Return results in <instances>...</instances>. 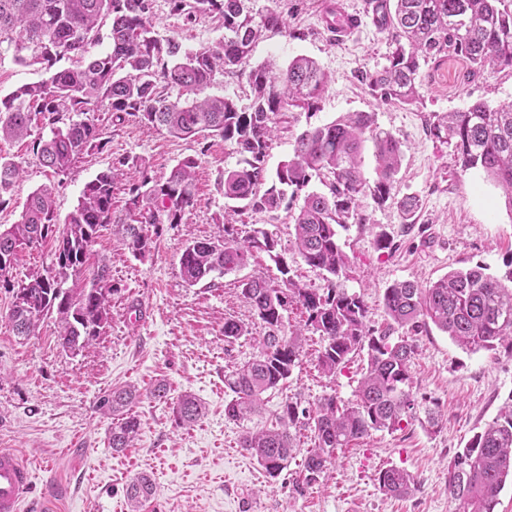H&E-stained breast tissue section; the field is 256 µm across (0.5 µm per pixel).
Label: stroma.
Segmentation results:
<instances>
[{"mask_svg": "<svg viewBox=\"0 0 512 512\" xmlns=\"http://www.w3.org/2000/svg\"><path fill=\"white\" fill-rule=\"evenodd\" d=\"M343 4L361 22L349 37L336 40L325 29L322 0H251L254 14L283 12L288 29L267 32L255 44L250 63L272 60L284 67L295 56L306 55L330 77L316 110L276 116L268 170L288 160L305 130L346 112L374 113L377 126L403 146L394 201L367 203L366 222L349 225L340 234L349 258L340 283L363 299L370 325L382 330L388 324L383 294L393 282L427 285L450 270L478 263L500 276L512 261V209L501 189L480 171H462L447 145L426 130L434 114L460 111L479 100L493 106L512 100V71L488 68L464 82L463 60H431L421 69V103L381 102L359 74L385 64L389 46L365 17V0ZM153 23L159 37H176L187 49L224 38L223 28L209 18L189 23L172 15L167 0H154ZM96 118L106 148L85 155L62 175L43 168L28 142L0 140V157L25 160L9 203L0 206V225L18 223L28 195L50 182L56 212L66 216L77 206L84 185L124 157L146 159L159 177L179 161L196 158L200 204L186 223L165 228L143 260L135 259L111 229L100 231L90 259H106L111 268L112 320L78 354L59 346V328L51 317L38 336H15L8 321L13 297L0 288V449L16 450L38 474L24 512H37L48 493L53 496L49 512H129L126 486L142 474L150 475L156 488L143 512H455L448 496V463L456 449L512 401V355L501 348L468 352L428 326L414 337L411 371L417 396L439 406L443 418L438 427L414 418L392 432H371L338 449L327 478L299 493L294 484L313 446V433L303 424L297 429L294 458L277 478H270L241 448L242 435L269 426L289 396L306 407L331 394L352 401L366 357L355 356L336 376L326 377L317 366L322 341L308 336L287 384L265 393L263 413L227 420L224 404L232 394L224 386V373L249 360L265 333L242 303L240 283L260 272L275 279L279 272L261 252L246 267L191 287L180 275L179 259L185 243L213 236L217 218L226 214L240 236L256 229L271 233L292 274L322 286V272L308 266L291 245L290 213L299 210L303 198L295 196L287 210L231 213L232 203L219 189L225 170L240 161L230 144L219 138L177 139L131 121L119 124L108 112ZM407 195L421 204L418 222L411 227L403 224L395 205ZM382 236L392 240V252L377 250L375 242ZM231 317L247 325L248 335L225 338L224 321ZM160 380L168 385L167 399L145 397L134 404L131 412L140 423L136 445L112 452V420L99 413L97 400L117 386L146 390ZM186 392L202 400L205 413L191 426L180 427L172 408ZM390 466L414 476L409 495L392 498L380 491L376 478Z\"/></svg>", "mask_w": 512, "mask_h": 512, "instance_id": "stroma-1", "label": "stroma"}]
</instances>
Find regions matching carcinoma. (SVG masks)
Listing matches in <instances>:
<instances>
[{"label": "carcinoma", "mask_w": 512, "mask_h": 512, "mask_svg": "<svg viewBox=\"0 0 512 512\" xmlns=\"http://www.w3.org/2000/svg\"><path fill=\"white\" fill-rule=\"evenodd\" d=\"M248 0H169L170 12L187 21L213 18L224 26V40L185 49L174 37L159 38L153 30V0H0V57L11 55L20 65L51 69L66 58L71 66L54 71L41 82L24 84L0 98V139L23 140L34 126L48 127L52 136L31 141L42 166L63 174L82 155L108 144L94 113L106 110L115 122H135L177 138L220 137L241 156L237 167L224 171V198L236 203L232 212L277 210L316 177L323 190L308 192L294 224L293 247L309 266L325 272L326 284L311 288L291 277L288 262L277 251L278 241L256 230L240 242L232 225L224 224L212 238L195 240L181 249L180 273L195 286L214 273L228 274L246 266L258 252L276 263L281 279L262 275L241 283V296L266 332L260 350L244 365L224 374L233 397L224 416L238 420L262 410L263 395L285 384L299 362L303 331L322 338L318 367L334 376L351 359L366 352L367 366L355 399L343 402L325 396L315 407L286 399L276 425L246 433L240 446L272 478L288 467L296 448V430L306 420L314 446L296 481L301 493L324 474L336 450L372 431H393L406 417L423 409L426 423L438 425V405L413 392L411 362L416 345L410 336L431 322L472 353L499 345L512 353V262L501 276L477 264L450 271L428 286L397 281L385 288L383 305L389 319L377 333L368 326L363 299L339 287L348 256L339 230L366 221V200L395 202L407 224L420 209L412 196L393 194L401 164V143L375 124L370 112H352L304 131L292 157L268 173L266 156L274 117L294 109L315 108L325 91L327 75L305 56L287 67L250 64L252 45L268 31H288L282 13L259 16ZM372 22L389 44L388 64L361 72L370 93L382 102L413 104L421 98V65L431 59L461 57L465 79L487 66L512 70V0H367ZM111 19L109 48L91 53L100 43V25ZM247 81L252 104L239 108L230 97L205 94L217 75ZM429 134L448 145L462 170H480L504 188L512 209V101L496 107L481 101L462 111L436 116ZM372 140L376 178L364 177L363 143ZM197 161L186 158L156 179L143 159L124 157L87 182L75 209L64 220L55 212V185L45 184L28 197L21 220L0 227V288L13 292L8 313L18 336H35L40 323L56 315L59 345L84 350L111 320L110 267L101 263L84 288H67L69 278L83 272L90 248L101 228L112 225L131 255L139 260L157 246L162 225L182 224L198 207L194 183ZM137 175L128 184L125 211L116 213L112 198L124 170ZM23 173V161L0 157V205ZM55 244L52 268L13 281L10 271L21 246ZM296 306L305 315L303 328L285 335V313ZM403 330V335L394 333ZM138 398L133 387H120L99 398L96 408L117 417L109 444L115 452L133 447L139 422L126 415ZM204 405L191 393L182 394L173 414L179 426L194 424ZM512 478V404L475 433L448 463V496L456 512H495L507 478ZM380 490L393 497L415 487L412 474L389 467L379 472ZM125 495L131 512H141L155 495L146 475L133 479Z\"/></svg>", "instance_id": "1"}]
</instances>
